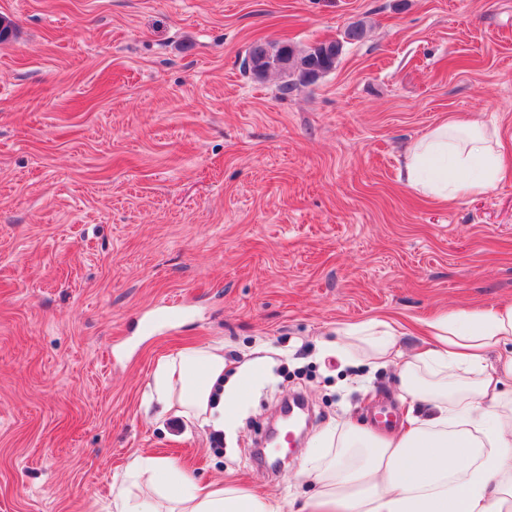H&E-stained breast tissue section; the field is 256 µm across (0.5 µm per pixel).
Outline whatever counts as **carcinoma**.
<instances>
[{"mask_svg":"<svg viewBox=\"0 0 512 512\" xmlns=\"http://www.w3.org/2000/svg\"><path fill=\"white\" fill-rule=\"evenodd\" d=\"M367 33V24L355 22L346 27L343 36L329 42L302 49L286 40L257 41L242 62L246 71L258 77L276 75L282 79L280 91L290 92L314 83L338 63L344 44L359 42Z\"/></svg>","mask_w":512,"mask_h":512,"instance_id":"carcinoma-1","label":"carcinoma"}]
</instances>
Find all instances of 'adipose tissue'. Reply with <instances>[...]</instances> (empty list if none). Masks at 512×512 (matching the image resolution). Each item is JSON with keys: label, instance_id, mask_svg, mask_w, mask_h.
<instances>
[{"label": "adipose tissue", "instance_id": "adipose-tissue-1", "mask_svg": "<svg viewBox=\"0 0 512 512\" xmlns=\"http://www.w3.org/2000/svg\"><path fill=\"white\" fill-rule=\"evenodd\" d=\"M498 145L487 119L451 120L407 149L400 177L441 202L478 194L506 167ZM423 326L432 344L413 352L388 318L337 329L349 359L397 368L419 413L394 435L339 420L306 457L314 484L301 512H512V303L443 312ZM266 369L261 357L230 375L222 347L187 348L159 360L152 398L184 422L229 429ZM125 474L107 512H285L277 495L200 482L173 457L135 456Z\"/></svg>", "mask_w": 512, "mask_h": 512}]
</instances>
